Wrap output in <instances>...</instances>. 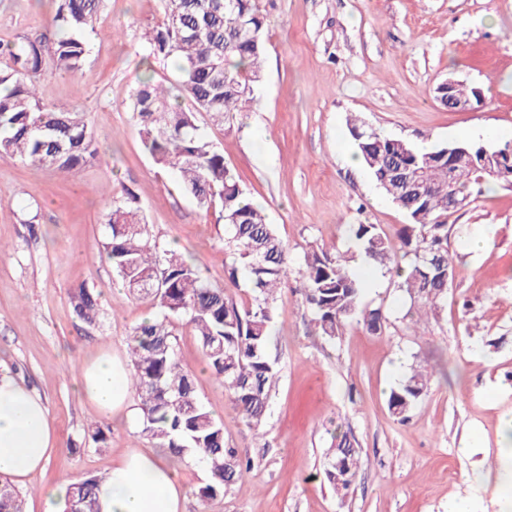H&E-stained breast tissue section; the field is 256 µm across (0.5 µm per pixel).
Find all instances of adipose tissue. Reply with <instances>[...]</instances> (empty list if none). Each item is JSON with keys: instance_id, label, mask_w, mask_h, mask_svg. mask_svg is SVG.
<instances>
[{"instance_id": "ef3b65f1", "label": "adipose tissue", "mask_w": 512, "mask_h": 512, "mask_svg": "<svg viewBox=\"0 0 512 512\" xmlns=\"http://www.w3.org/2000/svg\"><path fill=\"white\" fill-rule=\"evenodd\" d=\"M126 362L104 352L86 363L75 385L98 410L123 413L129 400ZM58 449L53 422L39 396L0 376V475L25 483ZM100 512H183L178 470L155 453L126 450L112 461L97 489Z\"/></svg>"}]
</instances>
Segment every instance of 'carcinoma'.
<instances>
[{"label": "carcinoma", "mask_w": 512, "mask_h": 512, "mask_svg": "<svg viewBox=\"0 0 512 512\" xmlns=\"http://www.w3.org/2000/svg\"><path fill=\"white\" fill-rule=\"evenodd\" d=\"M56 39L22 38L0 48V157L73 173L98 160L86 113L56 108L38 97L45 65L56 74H75L89 55L90 34L104 0H52ZM143 62L170 61L178 70V93L139 80L131 103L144 146L154 162L176 171L178 187L202 209L224 212V272L233 285L247 280L249 299L238 304L212 287L200 269L174 249H164L149 233L138 197L128 189L113 199L106 216L104 251L122 284L149 298L159 309L154 319L132 329L130 387L139 398L141 434L170 450L180 461L198 457L209 480L195 492L202 509L224 497L249 470L234 449L224 447V421L216 419L196 395L194 381L176 351L173 321L187 318L202 345L214 380L224 386L234 409L251 428L263 427L271 391L280 369L267 353L275 302L288 286L293 258L288 245L260 210L247 202L224 155L198 125L205 112L213 121L234 126L236 113L254 99L263 80L265 19L257 0H165L161 23L145 30ZM191 102L184 106L182 99ZM357 155L381 191L409 220L396 231L400 245L377 224H351L349 233L364 259L381 270H395L399 287L422 307L436 309L448 293V192L465 202L470 185L482 173L460 165L448 182V146L422 150L408 141L385 137L354 121L350 128ZM396 168L419 173L422 186L405 195L393 179ZM298 287L321 335L334 339L343 322L362 314L367 331H381L380 308L360 309L362 283L348 260L311 243L298 268ZM152 283L155 289L141 288ZM73 312L92 323L100 314L98 295L85 287L70 295ZM431 372L416 363L404 381L390 390L387 408L404 419L427 392ZM359 469V451L345 437L336 438L325 477L339 498L350 490ZM99 479L70 482L66 512H99ZM23 512L19 492L0 481V507Z\"/></svg>", "instance_id": "obj_1"}]
</instances>
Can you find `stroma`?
I'll list each match as a JSON object with an SVG mask.
<instances>
[{
	"mask_svg": "<svg viewBox=\"0 0 512 512\" xmlns=\"http://www.w3.org/2000/svg\"><path fill=\"white\" fill-rule=\"evenodd\" d=\"M266 18L264 81L233 129L201 114L207 138L240 175L293 255L313 242L352 257V224L395 234L406 214L364 166L341 160L352 148L347 121L421 149L454 142L496 148L512 142V0H259ZM51 0H0V43L51 33ZM164 17L163 0H107L93 48L76 75L41 81L46 104L88 114L99 159L76 174L0 158V372L24 381L53 421L58 450L19 491L38 512L41 489L80 476H103L117 453L148 448L137 420L97 411L73 387L77 368L101 351L127 359L131 327L155 316L108 261L104 218L128 187L151 234L198 266L236 302L244 289L224 280V213L200 208L171 170L145 152L131 95L145 70L142 33ZM479 88L480 105L453 112L435 99L446 79ZM486 241L471 251L473 235ZM454 278L435 313L418 321L397 276L373 271L363 306L382 308L381 333L358 318L335 339L320 336L295 286L276 302L269 352L280 380L257 436L206 368L186 321L174 323L177 352L197 394L223 420L225 444L253 468L212 512H501L507 476L499 420L512 416V183L474 185L448 215ZM100 296L89 325L70 293ZM432 368L427 393L405 422L386 397L413 360ZM108 435L105 447L92 427ZM360 450L358 476L338 498L323 470L332 438Z\"/></svg>",
	"mask_w": 512,
	"mask_h": 512,
	"instance_id": "stroma-1",
	"label": "stroma"
}]
</instances>
